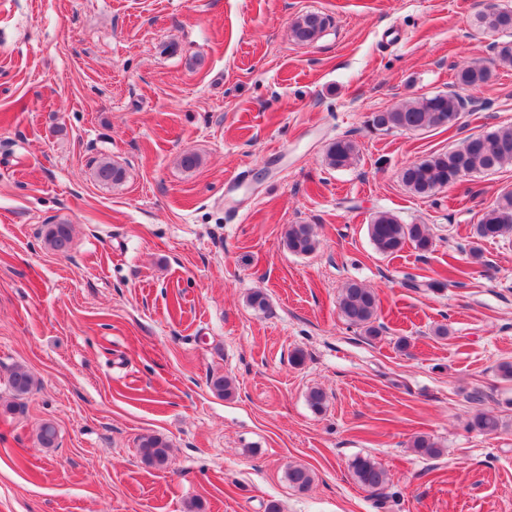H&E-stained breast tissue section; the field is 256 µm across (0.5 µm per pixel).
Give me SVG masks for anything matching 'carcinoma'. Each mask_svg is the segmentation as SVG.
<instances>
[{
    "label": "carcinoma",
    "mask_w": 512,
    "mask_h": 512,
    "mask_svg": "<svg viewBox=\"0 0 512 512\" xmlns=\"http://www.w3.org/2000/svg\"><path fill=\"white\" fill-rule=\"evenodd\" d=\"M479 26L489 33H512V9L508 11H483L477 16ZM330 25L328 16L320 13H306L291 25V36L301 44L315 42ZM493 57L490 64L471 63L456 74L458 90L422 96L390 109L373 112L368 117V127L376 132L392 130L416 131L431 126L453 127L468 104L462 95L464 90L481 87L490 78V65L512 66V40L492 44ZM358 157L357 145L350 139L337 138L327 144L326 165L331 169H342L354 164ZM512 164V125L501 126L483 134L469 136L461 145L446 152H435L415 161L401 171L400 177L406 189L417 196L430 197L440 189L453 183L458 173L490 171ZM95 176L104 184H118L124 173L121 167L108 160L96 164ZM367 232L376 250L386 256L400 252L408 243L421 252L432 247V237L426 224H404L388 211L376 213L368 224ZM512 235V190L501 191L488 206L477 224L473 225L472 237L476 241L495 240ZM72 241L71 225L50 224L44 232L45 246L58 254L69 251ZM283 244L295 255H306L316 249L317 241L310 224H290L285 231ZM338 308L341 317L350 325L360 327L369 336H376L378 298L374 289L360 283H350L342 289ZM8 384L14 396L22 400L28 395L35 380L23 365L15 366L8 377ZM470 427L486 434L498 431L496 416L479 412L471 420ZM37 440L44 448H54L57 429L51 422H44L38 429ZM412 447L422 455L435 458L441 455L438 443L426 435H418ZM140 448L143 461L155 467L168 462L167 443L160 437H141ZM352 476L362 487L372 491L383 489L388 483L387 472L367 456H357L349 463ZM288 483L301 491L308 489L313 481V472L304 466L291 465L286 472Z\"/></svg>",
    "instance_id": "carcinoma-1"
}]
</instances>
